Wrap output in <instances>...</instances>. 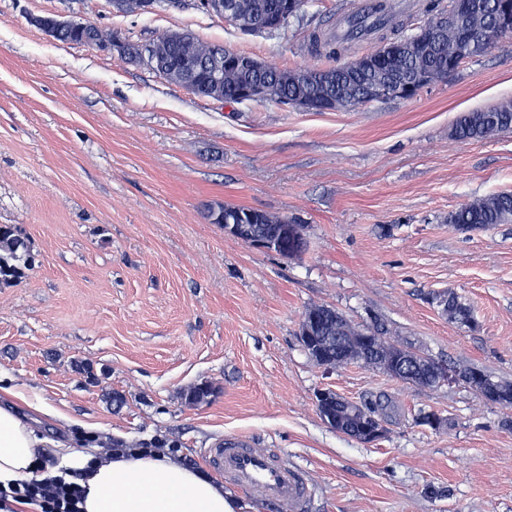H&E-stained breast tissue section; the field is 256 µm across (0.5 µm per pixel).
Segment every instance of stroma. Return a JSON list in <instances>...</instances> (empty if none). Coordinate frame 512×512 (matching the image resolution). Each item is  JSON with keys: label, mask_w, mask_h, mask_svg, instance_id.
<instances>
[{"label": "stroma", "mask_w": 512, "mask_h": 512, "mask_svg": "<svg viewBox=\"0 0 512 512\" xmlns=\"http://www.w3.org/2000/svg\"><path fill=\"white\" fill-rule=\"evenodd\" d=\"M350 0H309L287 38L244 33L193 5L142 15L109 0H0V224L30 267L0 284V382L56 410L44 437L102 450L166 448L208 471L203 448L248 437L312 484L308 512H512V408L467 384L423 388L358 364L318 365L307 307L436 362L512 384V223L463 232L462 204L512 191V130L460 140L459 115L512 100V45L415 97L304 112L221 103L146 66L49 39L37 17L88 21L147 43L188 31L287 70ZM298 224L304 249L247 247L217 204ZM454 295L478 324L442 314ZM214 392L191 405L192 388ZM387 406L382 439L332 429L315 395ZM434 412L447 425L421 423Z\"/></svg>", "instance_id": "1"}]
</instances>
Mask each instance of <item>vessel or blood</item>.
Here are the masks:
<instances>
[{
  "instance_id": "b4317fda",
  "label": "vessel or blood",
  "mask_w": 512,
  "mask_h": 512,
  "mask_svg": "<svg viewBox=\"0 0 512 512\" xmlns=\"http://www.w3.org/2000/svg\"><path fill=\"white\" fill-rule=\"evenodd\" d=\"M203 456L228 482L248 488L280 512H306L307 479L283 451L258 449L250 439L232 437L216 440Z\"/></svg>"
}]
</instances>
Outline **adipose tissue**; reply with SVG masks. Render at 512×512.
<instances>
[{
    "label": "adipose tissue",
    "mask_w": 512,
    "mask_h": 512,
    "mask_svg": "<svg viewBox=\"0 0 512 512\" xmlns=\"http://www.w3.org/2000/svg\"><path fill=\"white\" fill-rule=\"evenodd\" d=\"M43 412L12 387L0 385V488L30 477L42 459L46 476L84 473L81 512H240L223 484L187 467L170 455L139 450L101 453L97 448H61L50 452L48 440L31 424L27 410Z\"/></svg>",
    "instance_id": "adipose-tissue-1"
}]
</instances>
